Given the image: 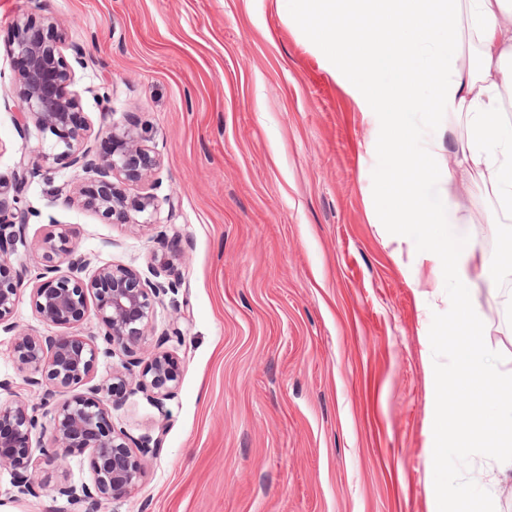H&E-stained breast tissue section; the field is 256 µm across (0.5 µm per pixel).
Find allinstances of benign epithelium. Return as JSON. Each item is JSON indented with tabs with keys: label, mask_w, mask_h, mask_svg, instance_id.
I'll use <instances>...</instances> for the list:
<instances>
[{
	"label": "benign epithelium",
	"mask_w": 512,
	"mask_h": 512,
	"mask_svg": "<svg viewBox=\"0 0 512 512\" xmlns=\"http://www.w3.org/2000/svg\"><path fill=\"white\" fill-rule=\"evenodd\" d=\"M14 52L25 60L15 83L21 112L27 125L43 136H53L49 151L37 149L21 154L16 181L23 186L39 175L49 160L69 159L86 186L74 196L67 184L56 196L67 204L80 203L96 213L116 217L120 224L143 226L158 223L156 198L145 194L129 198L126 186L151 177L159 159L133 129L112 125L108 138L112 153L100 154L88 129L73 125L72 113L79 98L66 91L75 72L61 51V38L50 17L35 19L28 14L14 22ZM26 214L19 207L0 205V254L26 246ZM43 267L35 277L20 272L14 279H0V329H14L13 314L21 293L30 289L37 315L56 326L67 327L93 314L100 327L96 336L55 337L20 334L14 344L19 368L29 373L26 385L47 407L62 389L88 385L85 393L52 407L53 432L49 443L33 457L30 445L38 419L20 397L0 402V467L19 473L18 493L34 494L39 460L56 463L59 450L89 452L93 479L80 486L65 484L58 494L84 512H95L103 499H120L132 493L145 474V458L159 452L162 439L144 435L138 439L115 430L109 417L122 404L127 386L146 395L156 405L174 397L179 385L176 360L169 351H156L142 374L132 373L129 360L145 347L148 328L155 317L160 295L179 285L181 252L152 258V278H144L130 266L107 265L91 268L89 255L79 250L64 226L51 232L42 243ZM95 298V307L89 299ZM124 357L122 369L112 372V385L91 384L99 356Z\"/></svg>",
	"instance_id": "7a95c632"
}]
</instances>
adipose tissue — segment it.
Listing matches in <instances>:
<instances>
[{
  "instance_id": "obj_1",
  "label": "adipose tissue",
  "mask_w": 512,
  "mask_h": 512,
  "mask_svg": "<svg viewBox=\"0 0 512 512\" xmlns=\"http://www.w3.org/2000/svg\"><path fill=\"white\" fill-rule=\"evenodd\" d=\"M292 19L330 47L337 63L363 91L365 108L383 113L381 147L400 175L387 181L384 223L427 229L424 253L457 288L456 310L439 340L452 344L457 392L493 395L495 413L457 410L442 415L436 461L449 448H481L512 470V386L498 378L479 340L481 324L470 272L474 245L461 231L458 207L428 205L425 190L455 180L465 168L495 196L498 220L512 221V133L502 120L512 93V0H296ZM392 81H384V74ZM466 118L464 139L454 144V166L438 168L435 138L407 126L408 112L439 111Z\"/></svg>"
}]
</instances>
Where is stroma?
<instances>
[{
	"label": "stroma",
	"instance_id": "stroma-1",
	"mask_svg": "<svg viewBox=\"0 0 512 512\" xmlns=\"http://www.w3.org/2000/svg\"><path fill=\"white\" fill-rule=\"evenodd\" d=\"M55 18L75 71L80 124L139 131L159 154L160 226L116 224L55 197L81 179L50 162L18 188L22 151L38 148L18 108L11 51L17 15ZM330 50L277 0H0V202L22 198L27 245L0 257V277L35 275L53 225L73 231L93 266L147 272L174 239L177 292L162 296L140 361L178 362L164 408L142 394L113 409L115 429L163 438L130 496L98 512H454L458 486L490 512H512V473L484 449L435 461L436 375L455 367L434 343L457 289L423 254L420 230L376 221L391 165L380 114ZM475 218L481 340L512 382V223L490 219L481 181L458 190ZM18 329L90 336L94 317L62 328L29 295ZM92 480L88 454L42 466L35 495L0 469V512H72L58 484Z\"/></svg>",
	"mask_w": 512,
	"mask_h": 512
}]
</instances>
